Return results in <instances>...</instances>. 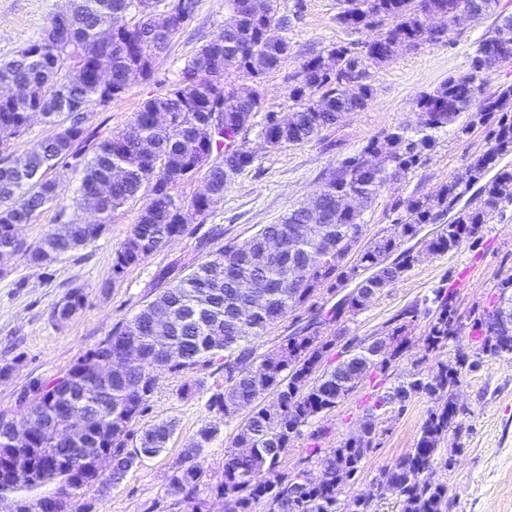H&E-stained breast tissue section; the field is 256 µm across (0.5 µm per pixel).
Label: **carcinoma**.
<instances>
[{
    "label": "carcinoma",
    "instance_id": "1",
    "mask_svg": "<svg viewBox=\"0 0 512 512\" xmlns=\"http://www.w3.org/2000/svg\"><path fill=\"white\" fill-rule=\"evenodd\" d=\"M278 2L262 0L255 7L248 0H224V40L201 45L184 62L171 89L146 100L125 128L107 137L86 129L88 106L106 105L124 94L133 71L150 76L153 62L166 51L155 44V31L165 28L173 37L193 19L196 0L166 4L163 0H81L69 18L70 34L60 30L54 16L41 38L11 59L0 60V81L22 84L32 95L22 102L0 98V145L21 136L33 112L53 127V133L29 151L24 167L0 158V251L21 253L29 264L41 267L47 257L96 241L115 212L145 195L149 201L137 224L114 252L112 272L119 275L186 233L183 210L210 212L224 198V190L256 160L240 135L262 110L263 77L277 69L291 49L283 36L289 18L279 14ZM343 3L337 22L353 33L366 34V39L336 45L302 63L290 90L296 109L284 122L275 119L273 112L265 116L259 133L265 150L308 142L346 113L365 108L373 96V88L365 82L369 65L384 63L403 48L440 42L425 25L427 16H447L451 31L464 21L481 19L497 0ZM131 14L136 21L129 24ZM494 57L501 65L512 63V58L501 57L495 35L479 41L467 73L451 76L420 96L417 127H398L340 160L317 197L289 209L279 223L264 224L249 239L225 244L178 277L169 267L160 269L156 278L163 288L132 319L88 350L65 374L49 382H30L24 390L25 405L13 412L0 411V452H11L17 465L14 483L0 485V495L37 501L31 492L43 483L31 479L29 470L48 467L65 454L49 444L39 428L62 426L64 405L112 424L110 436H94L88 447L112 449L106 479L114 486L144 460L163 452L176 421L160 420L139 432L133 425L148 410L158 385L152 364L165 348L175 345L184 349L186 357L168 368L171 374L207 369L216 359L222 360L224 384L210 396L208 409L231 417L267 392L277 397L253 410L239 425L224 452L222 478L215 484L199 458L217 428L202 426L172 465L166 495L186 504L190 512H204L206 497L213 494L224 499L225 512H257L260 504L267 512H340L338 496L357 479L374 448L376 416L362 423L361 433L340 441L336 448H319L325 430L309 434L311 453L318 455L320 464L315 479L304 467L280 469V460L313 418L334 409L364 379L386 374L390 364L408 350L407 330L420 316L431 317L424 338L428 349L445 348L454 334L448 327L457 318L454 293L438 288L431 305L412 304L391 319L385 332L386 350L379 351L368 339L336 344L349 317L396 284L416 262V246L405 249L403 245L418 237L422 225L438 228L431 239L420 241L421 252L449 253L476 237L493 214L512 204V168L506 167L481 189L477 205L457 208L492 165L512 155V86L493 92L486 89L489 69L483 62ZM232 75L238 79H230ZM158 112L169 114L167 124L155 120ZM465 112L468 119L456 128L457 133L467 135L478 124L492 126L486 149L473 155L435 193L397 201L394 231L357 249L362 213L390 180L392 170L404 173L420 165L424 152L434 147L436 134ZM218 151L221 159H212ZM68 159L80 181L75 208L99 212V223L86 224L63 212L62 222L39 242H16L15 226L30 223L45 206L61 199L62 187L45 178V172ZM198 175L211 182L213 196L185 200L176 194L180 183ZM344 197L356 198L358 209H338ZM450 212L453 216L446 224L444 218ZM296 224L306 225V231L290 242L292 260L265 261L264 240L286 238ZM229 270L265 285L260 303L242 316L237 310L242 297L227 278ZM350 282L354 287L345 298L325 307L324 295ZM82 301L80 291H71L54 308L55 321H67ZM502 303L512 305L511 275L502 282L498 304L485 318L493 317ZM297 310L306 317L298 315L295 322L305 324L284 337L278 349L257 353L250 338L263 335ZM160 312L168 314L172 323L165 336L154 334ZM330 330L334 335H327ZM131 342L137 343L141 359L111 382L87 373L70 391L64 390L66 376L79 371L82 362L108 353L118 357ZM465 363L459 356L427 373L413 370L373 405L384 414L394 408L403 412L406 401L416 395L423 394L433 403L414 448L376 479L378 497L395 496L401 512H445L448 489L434 482L432 473L436 465L452 463V458H441L439 452L448 431L457 427L453 386L460 382ZM30 422L37 428L34 447L40 453L36 455L11 445L15 430ZM80 474V466L60 470L50 483L70 487L79 499L91 489Z\"/></svg>",
    "mask_w": 512,
    "mask_h": 512
}]
</instances>
